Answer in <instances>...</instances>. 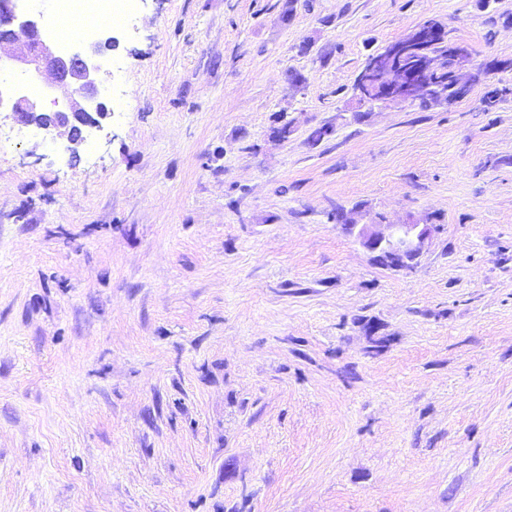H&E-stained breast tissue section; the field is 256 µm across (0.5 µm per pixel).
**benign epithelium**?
Listing matches in <instances>:
<instances>
[{
	"mask_svg": "<svg viewBox=\"0 0 512 512\" xmlns=\"http://www.w3.org/2000/svg\"><path fill=\"white\" fill-rule=\"evenodd\" d=\"M43 18L44 9L38 4L20 12L16 0H0V38L7 40L19 30L29 36L28 44L10 62L0 63V112H8V117L19 125H34L46 132L71 126L68 141L75 152L85 141L88 130L103 129L102 121L108 116L103 102L106 78L110 75L105 52L116 41L110 36L96 41L79 36L70 51L61 53L42 37ZM436 29L438 26L427 20L370 55L354 82V99L359 103L399 107L430 96L433 86L425 77L438 70L439 59L428 50L424 39L435 34ZM447 48L454 61L450 73L452 89L460 101L469 95L476 78L474 60L465 47L450 43ZM49 69L69 76L73 84L67 105L51 113L18 88L30 74L39 76ZM343 229L355 237L375 264L406 271L418 264L439 225L432 216L425 217L422 223L391 224L384 215L377 214L367 224L349 220Z\"/></svg>",
	"mask_w": 512,
	"mask_h": 512,
	"instance_id": "1",
	"label": "benign epithelium"
}]
</instances>
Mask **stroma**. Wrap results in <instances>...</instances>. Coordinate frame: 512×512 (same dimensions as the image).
Returning <instances> with one entry per match:
<instances>
[{"instance_id":"1","label":"stroma","mask_w":512,"mask_h":512,"mask_svg":"<svg viewBox=\"0 0 512 512\" xmlns=\"http://www.w3.org/2000/svg\"><path fill=\"white\" fill-rule=\"evenodd\" d=\"M429 19L512 63V0H137L103 129L0 141V512H512V70L352 99ZM423 220L422 224L414 221L391 224L384 215L376 214L368 224L349 220L341 226L355 237L375 264L394 271H406L418 264L426 243L439 230L440 224H435L433 216Z\"/></svg>"}]
</instances>
